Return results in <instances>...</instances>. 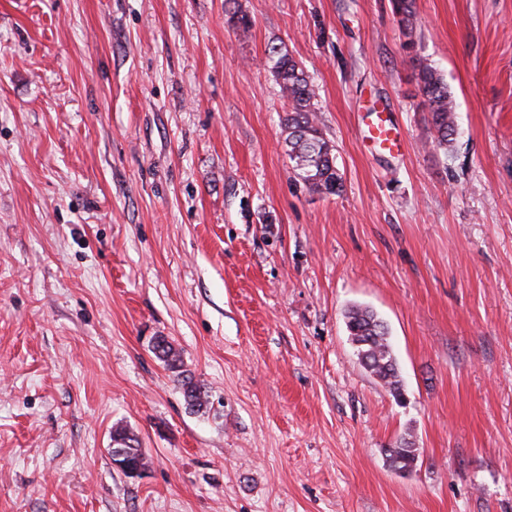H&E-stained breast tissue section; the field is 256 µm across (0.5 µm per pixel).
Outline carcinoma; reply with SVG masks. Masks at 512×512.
Returning <instances> with one entry per match:
<instances>
[{
	"mask_svg": "<svg viewBox=\"0 0 512 512\" xmlns=\"http://www.w3.org/2000/svg\"><path fill=\"white\" fill-rule=\"evenodd\" d=\"M394 14L406 41L403 48L412 51L416 17L415 0H392ZM271 72L279 91L289 105L282 119L287 155L296 176L312 192L338 195L342 192L343 176L336 165L334 145L326 139L319 125L316 92L305 69L288 51L273 46L269 50ZM412 62L418 70V84L435 130L434 144L448 153L453 150L459 134L457 106L444 76L421 58ZM347 329L358 355L370 363V374L384 384L396 399L404 397L402 379L394 358L387 327L371 311L355 307L347 314ZM152 345L156 358L176 374L181 382L185 402L193 412L207 407L209 400L204 387L184 374L179 350L165 336L155 337ZM112 442L123 450V459L145 462L139 443L123 428L112 431ZM391 466L408 468L418 461L419 449L413 440L403 437L386 449Z\"/></svg>",
	"mask_w": 512,
	"mask_h": 512,
	"instance_id": "obj_1",
	"label": "carcinoma"
}]
</instances>
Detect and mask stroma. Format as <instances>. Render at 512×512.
<instances>
[{"label": "stroma", "mask_w": 512, "mask_h": 512, "mask_svg": "<svg viewBox=\"0 0 512 512\" xmlns=\"http://www.w3.org/2000/svg\"><path fill=\"white\" fill-rule=\"evenodd\" d=\"M415 35L449 154L391 0H0V512H512V0H416ZM273 45L340 194L294 174ZM376 102L400 151L362 140ZM354 307L404 402L359 364ZM412 62L418 70L419 90L436 133L433 143L448 154L459 134L455 99L444 76L436 68L421 58L412 57ZM347 329L369 363L372 376L384 384L398 401L404 397L402 379L394 358L387 327L371 311L355 307L347 314ZM155 340L159 345L155 344ZM151 346L156 358L172 372L176 373L177 380L181 382L185 402L193 412L203 411L209 403L207 391L193 378L184 374L183 362L179 350L165 336H155L151 340ZM112 442L116 444L119 448L123 450V452L119 448H112V453H110L112 461L116 462L112 455H115L116 458H122V461H126V459H130L133 461H140L142 465L145 462V456L139 448V443L124 428H116L112 431ZM123 455V456H122ZM385 451L392 467L407 468L399 473L410 474L413 472L414 467L410 466L413 463L417 464L419 458V448H416L413 440L402 437L392 448H386Z\"/></svg>", "instance_id": "35a3bbf8"}]
</instances>
